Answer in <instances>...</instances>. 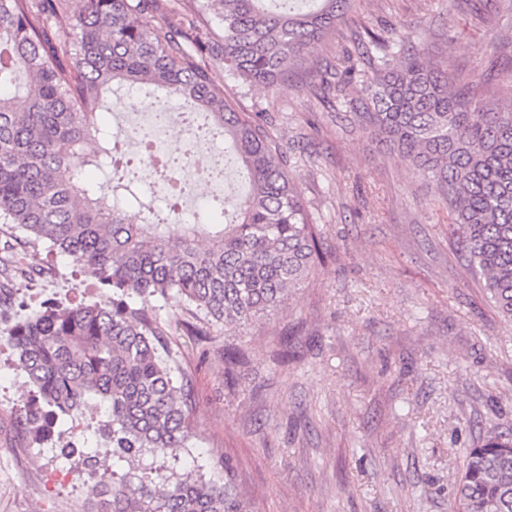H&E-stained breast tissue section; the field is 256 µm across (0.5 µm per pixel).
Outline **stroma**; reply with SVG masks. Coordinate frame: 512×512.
I'll list each match as a JSON object with an SVG mask.
<instances>
[{
	"mask_svg": "<svg viewBox=\"0 0 512 512\" xmlns=\"http://www.w3.org/2000/svg\"><path fill=\"white\" fill-rule=\"evenodd\" d=\"M487 0H355L312 60L353 65L351 84L317 98L311 62L271 91L208 58L235 109L262 115L328 253L274 314L194 336L179 323L170 355L191 376V437L155 481L232 466L251 512H453L467 448L512 435V323L460 260L448 210L412 166L345 118L374 66L397 46L362 45L398 28L477 94L512 102V11ZM500 40L497 56L490 41ZM57 274L20 283L14 316L43 301L106 300ZM242 359L224 367V347ZM29 391L0 351V512H91L87 474L19 438L12 410Z\"/></svg>",
	"mask_w": 512,
	"mask_h": 512,
	"instance_id": "35a3bbf8",
	"label": "stroma"
}]
</instances>
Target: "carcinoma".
<instances>
[{
  "mask_svg": "<svg viewBox=\"0 0 512 512\" xmlns=\"http://www.w3.org/2000/svg\"><path fill=\"white\" fill-rule=\"evenodd\" d=\"M195 2L193 18L180 0H81L65 31L56 21L69 0H0V232L8 248L45 245L74 273L112 289L110 301H50L16 321V279L55 269L17 261L0 270V341L32 386L14 410L31 448L48 444L59 419L75 418L97 396L110 408L98 432L112 455L165 458L189 438L192 382L184 372L175 378L177 363L162 357L169 323L150 300L174 295L184 324L205 336L214 324L276 311L319 257L316 227L266 118L236 111L203 57L272 88L336 30L352 0ZM207 15L222 35L200 31L195 18ZM352 72L329 70L320 90L349 84ZM115 83L153 84L206 115L247 184L231 218L221 201L192 224L175 210L163 218L145 207L137 180L114 158L118 136L96 124ZM366 91L349 101L351 118L408 160L446 205L457 248L512 320V107L455 86L448 65L405 40L395 62L372 69ZM142 163L174 181L176 170L148 148ZM76 453L83 466L97 465L71 440L60 448ZM89 494L101 499L97 512H247L227 463L222 484L190 471L161 487L128 478ZM455 503L454 512H512V437L489 433L467 449Z\"/></svg>",
  "mask_w": 512,
  "mask_h": 512,
  "instance_id": "1",
  "label": "carcinoma"
}]
</instances>
